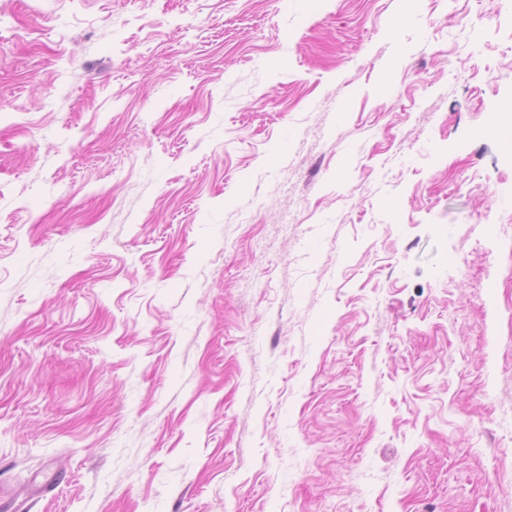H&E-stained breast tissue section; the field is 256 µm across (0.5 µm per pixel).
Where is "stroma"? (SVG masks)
I'll list each match as a JSON object with an SVG mask.
<instances>
[{"mask_svg": "<svg viewBox=\"0 0 512 512\" xmlns=\"http://www.w3.org/2000/svg\"><path fill=\"white\" fill-rule=\"evenodd\" d=\"M512 0H0V512H512Z\"/></svg>", "mask_w": 512, "mask_h": 512, "instance_id": "stroma-1", "label": "stroma"}]
</instances>
